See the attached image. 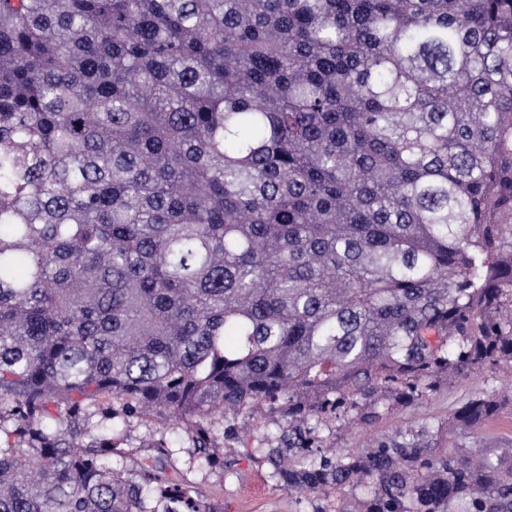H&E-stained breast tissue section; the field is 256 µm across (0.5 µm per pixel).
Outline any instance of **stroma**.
Listing matches in <instances>:
<instances>
[{
    "label": "stroma",
    "mask_w": 512,
    "mask_h": 512,
    "mask_svg": "<svg viewBox=\"0 0 512 512\" xmlns=\"http://www.w3.org/2000/svg\"><path fill=\"white\" fill-rule=\"evenodd\" d=\"M503 379L502 371L485 367L440 385L411 403H387L371 422L357 425L352 415L342 416L329 422L316 451L328 457L338 452L360 455L378 443L405 441L421 433L432 438L437 452L458 446L480 454L510 446L512 405L486 420L476 432L453 433L448 429L449 417L471 399L503 395ZM281 424L276 413L254 421L241 417L225 421L216 432L217 443L224 450L225 465L220 470L201 466L193 459L192 444L181 424L168 423L163 434L172 448L175 466L193 486L221 500L224 512H336L344 500L366 496L368 489L363 485L321 497L278 487L269 477L263 450L276 445Z\"/></svg>",
    "instance_id": "stroma-1"
}]
</instances>
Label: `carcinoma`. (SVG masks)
I'll return each mask as SVG.
<instances>
[{"mask_svg":"<svg viewBox=\"0 0 512 512\" xmlns=\"http://www.w3.org/2000/svg\"><path fill=\"white\" fill-rule=\"evenodd\" d=\"M512 368V0H0V512H223L227 414L338 512H512V448L307 450ZM477 398L449 425L497 414ZM154 431V423L134 419L129 427L121 431L124 435L121 447L139 448L154 434Z\"/></svg>","mask_w":512,"mask_h":512,"instance_id":"obj_1","label":"carcinoma"}]
</instances>
